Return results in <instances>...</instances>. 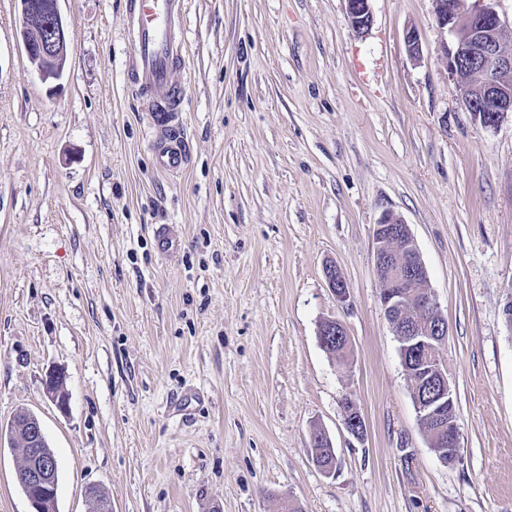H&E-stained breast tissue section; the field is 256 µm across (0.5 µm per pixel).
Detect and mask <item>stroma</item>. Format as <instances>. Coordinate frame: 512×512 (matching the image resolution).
Listing matches in <instances>:
<instances>
[{
    "mask_svg": "<svg viewBox=\"0 0 512 512\" xmlns=\"http://www.w3.org/2000/svg\"><path fill=\"white\" fill-rule=\"evenodd\" d=\"M57 91L0 0V429L26 410L56 512H512V120L448 79L433 0H187L186 169L155 168L125 0H60ZM416 29L422 55L404 35ZM409 225L448 323L460 461L441 463L380 304L373 226ZM169 225L174 257L155 244ZM350 289L340 305L324 274ZM343 321L339 363L317 327ZM66 373L68 405L43 378ZM358 404L363 441L343 424ZM322 428L335 475L311 456ZM0 445V512H31ZM352 30L357 34L367 31L373 23L372 0H344ZM46 374L43 384L45 394L59 409H65L68 401L65 391V373L52 368Z\"/></svg>",
    "mask_w": 512,
    "mask_h": 512,
    "instance_id": "obj_1",
    "label": "stroma"
}]
</instances>
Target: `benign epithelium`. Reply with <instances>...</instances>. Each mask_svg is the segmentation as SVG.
<instances>
[{"label":"benign epithelium","instance_id":"benign-epithelium-1","mask_svg":"<svg viewBox=\"0 0 512 512\" xmlns=\"http://www.w3.org/2000/svg\"><path fill=\"white\" fill-rule=\"evenodd\" d=\"M19 34L30 64L43 80L61 79L68 55L66 25L59 0H17ZM372 0H345L352 30L367 31L373 23ZM441 51L447 63L448 79L459 92L466 109L486 129H496L512 115V27L501 20L496 0H433ZM405 45L410 58L422 54L419 33L409 28ZM375 268L383 285L380 302L385 317L399 336L403 353L411 352L430 364V381L440 393L415 400L418 413L436 418L448 396V377L443 365L435 364V341H447L448 324L428 289V272L410 227L392 212L374 225ZM325 277L340 304L350 299L348 284L337 267L325 266ZM318 335L349 340L344 323L337 318L319 322ZM66 375L52 368L44 379V391L58 408L67 406ZM15 431L25 433L29 462L21 471L19 484L25 491L31 512H54L58 466L41 446L45 434L39 419L26 411L16 417Z\"/></svg>","mask_w":512,"mask_h":512}]
</instances>
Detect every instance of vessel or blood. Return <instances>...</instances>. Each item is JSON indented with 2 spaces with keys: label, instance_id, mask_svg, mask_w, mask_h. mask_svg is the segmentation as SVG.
I'll list each match as a JSON object with an SVG mask.
<instances>
[{
  "label": "vessel or blood",
  "instance_id": "b4317fda",
  "mask_svg": "<svg viewBox=\"0 0 512 512\" xmlns=\"http://www.w3.org/2000/svg\"><path fill=\"white\" fill-rule=\"evenodd\" d=\"M184 12L185 0H127V84L148 125L155 165L166 173L188 162L184 92L175 79L184 52Z\"/></svg>",
  "mask_w": 512,
  "mask_h": 512
}]
</instances>
